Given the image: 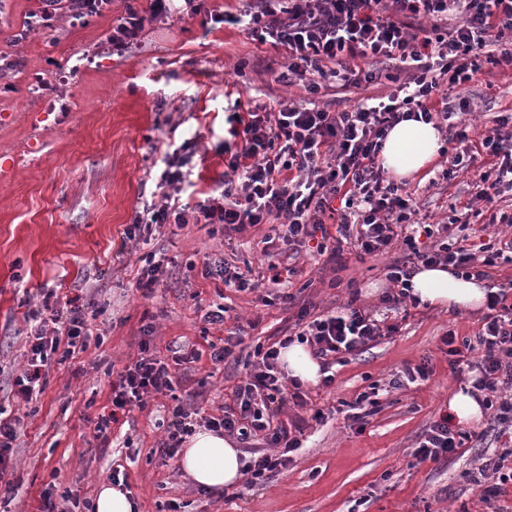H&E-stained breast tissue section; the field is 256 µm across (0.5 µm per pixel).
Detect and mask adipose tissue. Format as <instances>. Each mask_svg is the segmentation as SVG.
<instances>
[{
	"label": "adipose tissue",
	"mask_w": 512,
	"mask_h": 512,
	"mask_svg": "<svg viewBox=\"0 0 512 512\" xmlns=\"http://www.w3.org/2000/svg\"><path fill=\"white\" fill-rule=\"evenodd\" d=\"M442 138L433 124L403 121L389 132L380 152L382 166L395 178L409 179L429 168L439 155ZM412 293L431 306L474 310L483 306V281L465 278L441 266L420 268L411 278ZM289 378L304 385L318 384L320 364L307 345L295 342L280 352ZM181 469L200 487L220 491L242 476L241 451L234 440L199 428L187 437L179 454Z\"/></svg>",
	"instance_id": "adipose-tissue-1"
}]
</instances>
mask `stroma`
I'll return each mask as SVG.
<instances>
[{"label": "stroma", "instance_id": "obj_1", "mask_svg": "<svg viewBox=\"0 0 512 512\" xmlns=\"http://www.w3.org/2000/svg\"><path fill=\"white\" fill-rule=\"evenodd\" d=\"M148 0H112L110 14L63 25L53 33L15 36L37 0H0V55L15 66L0 76V408L20 418L13 456V493L0 492V512H41L44 497L94 501L112 470L126 476L139 512H487L474 477L483 457L502 442L489 417L467 424L473 437L453 456L414 462L411 452L429 425L448 411V401L479 372L451 367L441 349L446 331L470 338L482 311L408 307L390 315L398 330L333 368L331 386L305 388V406L286 403L274 425L301 421V447L286 468L261 485L245 483L213 494L194 485L177 459L162 456V426L173 396L194 392L205 414L234 403L243 363L216 365L210 344L239 331L244 346L270 344L294 326L301 307L317 316L349 300L380 309L390 256L344 255L345 269L325 267L316 251L301 253L296 275L283 282L291 302L273 301L267 289L238 292L203 275L205 256L220 255L251 279L266 270L262 238L268 225L236 239L210 234L208 226L154 227L148 244L130 252L124 230L138 207L157 203L162 154L157 147L187 146L197 191L216 189L224 177V111L241 103L301 102L305 91L276 81L283 57L237 27L175 14L146 28L138 43L114 51L104 42L113 17ZM42 78L65 85L63 99L34 85ZM381 81L361 87L322 88L319 104L337 112L355 102L389 95ZM479 107L469 120L492 127L512 108V74L484 66L467 89ZM472 174L427 187L404 180L423 211L466 207ZM151 252L166 254V273L150 295L135 288ZM96 288L88 316L92 334L83 353L56 365L44 392L25 404L13 382L28 348L26 314L40 293L84 295ZM227 309L223 324L205 326L202 315ZM153 326L150 352L170 363L173 395L148 399L112 426L108 443L93 437L92 421L111 411V374L137 356L145 326ZM197 352L190 366L176 364L179 350ZM428 361L431 374L403 389L393 375ZM376 389L378 404L361 420L349 418L347 402Z\"/></svg>", "mask_w": 512, "mask_h": 512}]
</instances>
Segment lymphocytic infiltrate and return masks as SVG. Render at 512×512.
<instances>
[{
    "mask_svg": "<svg viewBox=\"0 0 512 512\" xmlns=\"http://www.w3.org/2000/svg\"><path fill=\"white\" fill-rule=\"evenodd\" d=\"M40 2L25 19L27 33L52 32L62 22L101 15L110 0ZM184 2L190 15L204 13L210 21L243 27L255 40L281 50L285 63L278 82L302 84L312 95L330 80L342 87L381 81V66L387 62L408 71L409 79L385 101L362 102L342 112L309 101L229 113L224 142L229 160L219 195L193 204L182 201L185 159L165 153L159 181L167 190L164 200L136 213L124 244L138 247L145 230L155 224H216L227 236L276 224L279 241L292 254H300L314 240L319 253L339 264L345 246L379 256L400 242L407 253L385 272L390 289L381 302L389 311L409 299L416 267L441 265L481 280L504 252L512 253V237L505 235L512 227V211L494 207L497 197L512 192V113L498 116L494 127L477 139L464 117L470 100L452 96L483 65L512 67V0H245L236 13L206 11L205 0ZM170 11L171 0H150L143 11L126 9L113 18L105 41L116 50L129 47ZM404 120L433 124L455 143L442 178L473 172V199L490 207L489 221L502 225V232L474 246L463 222L459 236L442 239L448 224L428 222L416 203L386 179L379 153L389 131ZM91 306L87 299L60 300L54 292L43 293V311L32 317L27 363L14 380L19 401L32 402L43 392L59 356L86 349ZM486 308L474 337L460 340L449 332L442 343L455 363L477 355L474 386L484 392L499 435L512 436V293L504 288L488 292ZM298 317L306 326L296 337L255 346L258 361L236 386L234 409L204 418L188 402L170 407L166 438L159 446L163 456L175 457L202 419L211 431L259 435L269 445V454L247 468L248 485L261 484L287 466L300 441L287 427L272 424L277 405L286 401L280 349L294 341L309 344L327 386L333 381L331 357L360 351L392 331L372 309L351 304L343 313L316 318L304 307ZM174 384L168 364L151 354L149 342H141L139 356L112 383V409L96 417L95 439L108 441L120 415L145 408L151 394L172 391ZM469 438L443 416L425 430L413 456L419 461L445 458Z\"/></svg>",
    "mask_w": 512,
    "mask_h": 512,
    "instance_id": "lymphocytic-infiltrate-1",
    "label": "lymphocytic infiltrate"
}]
</instances>
